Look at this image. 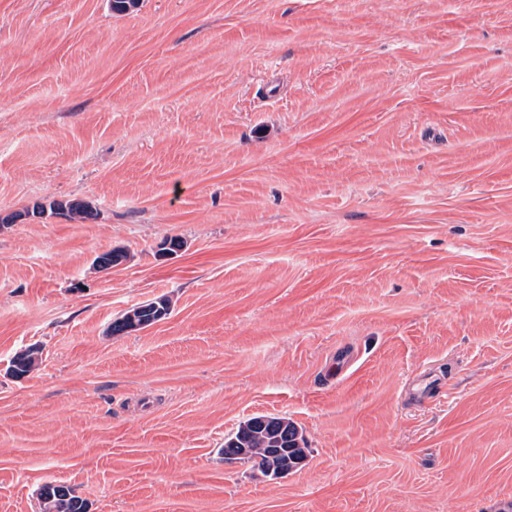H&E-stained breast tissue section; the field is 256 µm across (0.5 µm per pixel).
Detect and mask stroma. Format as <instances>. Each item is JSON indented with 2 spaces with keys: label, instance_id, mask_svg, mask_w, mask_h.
Here are the masks:
<instances>
[{
  "label": "stroma",
  "instance_id": "35a3bbf8",
  "mask_svg": "<svg viewBox=\"0 0 512 512\" xmlns=\"http://www.w3.org/2000/svg\"><path fill=\"white\" fill-rule=\"evenodd\" d=\"M54 199L0 224V512H512V0H0V214ZM50 214L58 212L70 221H85L93 216L94 213L88 204L75 201H51L48 204ZM171 307V300L168 297H158L140 303L113 320L111 332L117 335L150 327L166 319L171 313ZM41 352L38 347H27L16 353L10 362L9 371L13 377L22 378L37 369ZM304 439L286 417L256 415L224 439V458L251 462L271 479L295 471L306 458ZM42 512H89V502L65 484L46 482L38 489Z\"/></svg>",
  "mask_w": 512,
  "mask_h": 512
}]
</instances>
